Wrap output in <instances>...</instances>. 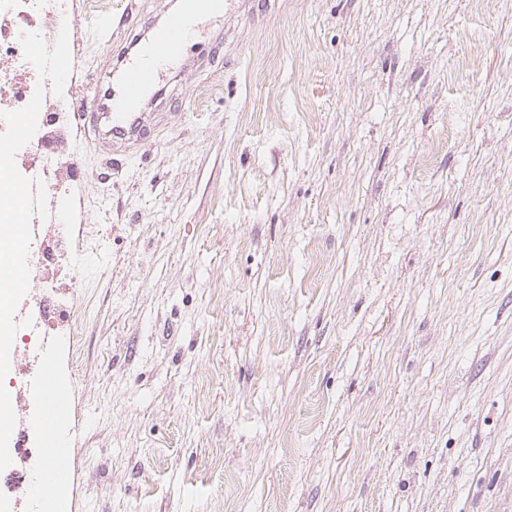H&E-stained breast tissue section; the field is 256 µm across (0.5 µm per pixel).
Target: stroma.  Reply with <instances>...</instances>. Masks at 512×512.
<instances>
[{
	"label": "stroma",
	"instance_id": "1",
	"mask_svg": "<svg viewBox=\"0 0 512 512\" xmlns=\"http://www.w3.org/2000/svg\"><path fill=\"white\" fill-rule=\"evenodd\" d=\"M172 9L70 0L64 98ZM184 58L56 157L55 512H512V0H227Z\"/></svg>",
	"mask_w": 512,
	"mask_h": 512
}]
</instances>
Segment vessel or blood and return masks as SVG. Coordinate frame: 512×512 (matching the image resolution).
Wrapping results in <instances>:
<instances>
[{"mask_svg": "<svg viewBox=\"0 0 512 512\" xmlns=\"http://www.w3.org/2000/svg\"><path fill=\"white\" fill-rule=\"evenodd\" d=\"M224 7V0H184L183 10L168 14L141 47L137 58L121 70L119 93L114 94L107 104L101 103L100 99H93L78 113L79 122L96 132L101 123L107 121L111 124V137L135 143L143 140L145 117L138 112V104L158 82L162 66L182 57L187 42L188 14H217L223 12ZM41 362L43 375L37 387L41 412L37 427L42 434V452L52 463L43 480L44 486L49 487L60 483L67 476L64 463L66 450L54 436L53 427L65 416L69 396L65 389L49 377L52 369L49 351H42Z\"/></svg>", "mask_w": 512, "mask_h": 512, "instance_id": "b4317fda", "label": "vessel or blood"}]
</instances>
